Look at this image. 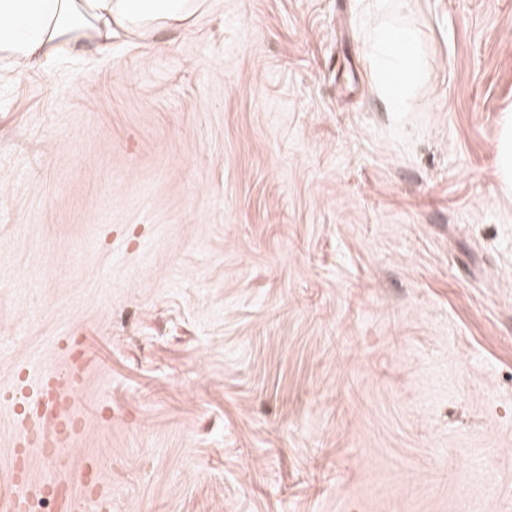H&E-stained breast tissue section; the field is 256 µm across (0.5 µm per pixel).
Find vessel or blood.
Returning <instances> with one entry per match:
<instances>
[{"instance_id":"obj_1","label":"vessel or blood","mask_w":512,"mask_h":512,"mask_svg":"<svg viewBox=\"0 0 512 512\" xmlns=\"http://www.w3.org/2000/svg\"><path fill=\"white\" fill-rule=\"evenodd\" d=\"M86 372L83 359L64 363L63 367L48 366L38 383L35 394L46 398L47 403L39 423L28 425L24 419L32 408L31 401L14 405L16 416L13 428V458L11 481L15 493L0 499V512H19L27 494L42 493V485L33 483L30 478L28 450L37 446L44 455H51L56 443L66 441L81 431L83 422L72 410L68 387L79 381Z\"/></svg>"}]
</instances>
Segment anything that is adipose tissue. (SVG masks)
<instances>
[{
  "label": "adipose tissue",
  "mask_w": 512,
  "mask_h": 512,
  "mask_svg": "<svg viewBox=\"0 0 512 512\" xmlns=\"http://www.w3.org/2000/svg\"><path fill=\"white\" fill-rule=\"evenodd\" d=\"M205 0H0V59L29 66L45 63L59 49H103L115 29L132 33L182 27ZM388 111H406L398 88L417 77L410 30L387 31L372 46Z\"/></svg>",
  "instance_id": "1"
}]
</instances>
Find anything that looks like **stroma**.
I'll return each instance as SVG.
<instances>
[{"instance_id":"stroma-1","label":"stroma","mask_w":512,"mask_h":512,"mask_svg":"<svg viewBox=\"0 0 512 512\" xmlns=\"http://www.w3.org/2000/svg\"><path fill=\"white\" fill-rule=\"evenodd\" d=\"M411 30L387 111L369 46ZM512 0H207L0 63V494L80 343V512H512ZM498 179L505 188L512 186V120L508 118L503 127L499 146Z\"/></svg>"}]
</instances>
